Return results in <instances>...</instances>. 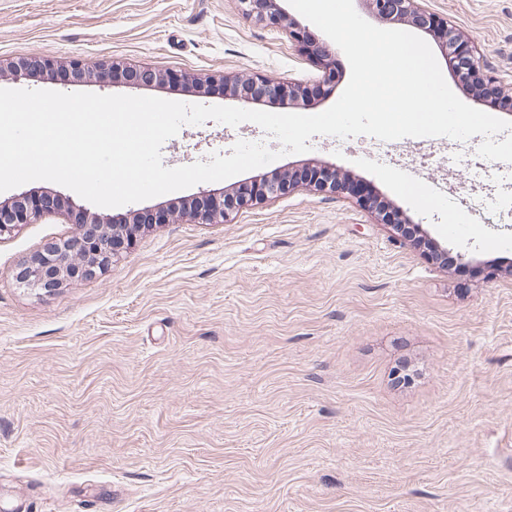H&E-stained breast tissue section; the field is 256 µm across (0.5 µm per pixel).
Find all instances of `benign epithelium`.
I'll return each mask as SVG.
<instances>
[{
  "instance_id": "benign-epithelium-1",
  "label": "benign epithelium",
  "mask_w": 512,
  "mask_h": 512,
  "mask_svg": "<svg viewBox=\"0 0 512 512\" xmlns=\"http://www.w3.org/2000/svg\"><path fill=\"white\" fill-rule=\"evenodd\" d=\"M372 6L377 18L383 23H405L415 29L428 31L441 30L443 37L441 48L449 58L452 67L464 63L474 66L471 52L465 47L455 29L436 14L424 9L411 7L412 0H365ZM248 5L246 15H256L260 21H267L279 27L290 28L292 37L304 44L309 54L327 60L325 48H309L304 36L293 29L294 23L281 10L278 0H241ZM73 76L88 83H103L115 79L127 84L141 85L148 81L174 80L177 75L156 71L150 67H127L101 63L94 67H84L78 62L70 64ZM54 70V62L48 59H23L11 63L8 70L0 68V77L8 75L15 80H38L44 74ZM224 91L244 103L253 102L251 91L256 90L264 96L276 97L283 91L301 92L309 89L302 83L273 80L259 75L238 76L233 80H224ZM301 181L288 177L263 176L250 183H244L231 192V197H212L203 194L183 204L177 211L163 209H145L132 211L111 221L112 233L105 236L102 231L103 220L95 213L68 204L65 209L72 221L80 225L79 231L68 240L54 244L46 250L33 255L16 273V280L26 288L40 289L46 293L59 288L69 279L88 278L112 262V258L127 250L134 242L139 228L144 224H173L187 217L196 223H213L225 219L229 213L255 202L277 198L288 193ZM318 188L326 186L332 189H346L341 170L328 168L322 170V180L315 183ZM58 197L44 196L28 199L24 196L0 201V236L10 233L24 224H33L46 215L60 212Z\"/></svg>"
}]
</instances>
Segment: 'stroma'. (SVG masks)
<instances>
[{"instance_id": "obj_1", "label": "stroma", "mask_w": 512, "mask_h": 512, "mask_svg": "<svg viewBox=\"0 0 512 512\" xmlns=\"http://www.w3.org/2000/svg\"><path fill=\"white\" fill-rule=\"evenodd\" d=\"M512 95V0H416ZM299 52L240 0H0V62L147 65L205 91L98 86L60 92L231 105L224 78L315 82L313 115L350 79L341 49L303 16ZM252 122L186 125L164 166L231 155ZM263 166L336 167L371 187L463 275L433 261L357 197L300 186L211 224L141 228L87 279L19 286L30 255L73 236L64 216L0 236V512H512V213L448 221L475 193L443 137L402 138L379 168L369 137ZM411 379L398 383L396 371Z\"/></svg>"}]
</instances>
